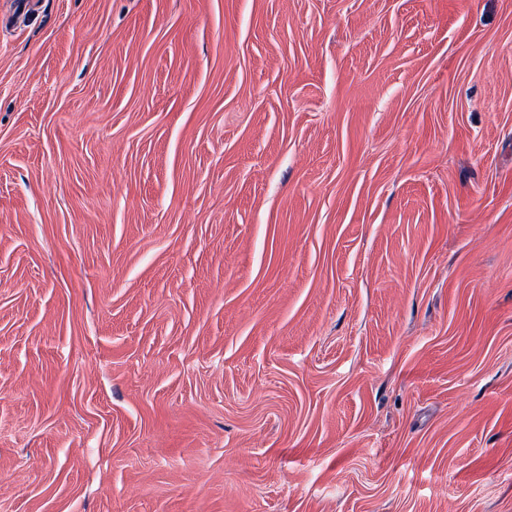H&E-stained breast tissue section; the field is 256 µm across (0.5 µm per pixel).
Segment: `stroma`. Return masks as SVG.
<instances>
[{"instance_id":"1","label":"stroma","mask_w":512,"mask_h":512,"mask_svg":"<svg viewBox=\"0 0 512 512\" xmlns=\"http://www.w3.org/2000/svg\"><path fill=\"white\" fill-rule=\"evenodd\" d=\"M0 512H512V0H0Z\"/></svg>"}]
</instances>
